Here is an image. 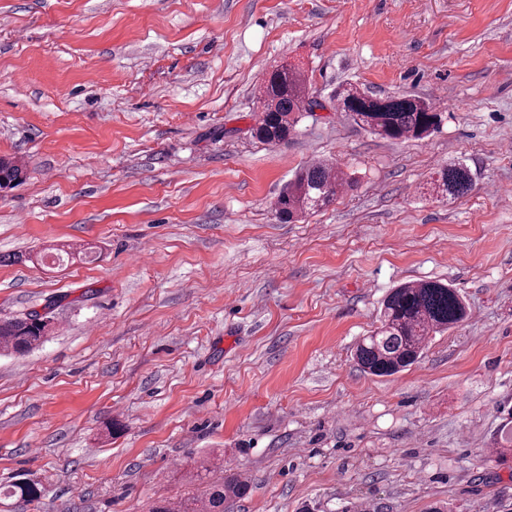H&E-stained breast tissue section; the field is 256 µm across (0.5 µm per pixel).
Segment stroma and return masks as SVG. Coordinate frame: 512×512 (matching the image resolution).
I'll return each instance as SVG.
<instances>
[{
  "label": "stroma",
  "instance_id": "1",
  "mask_svg": "<svg viewBox=\"0 0 512 512\" xmlns=\"http://www.w3.org/2000/svg\"><path fill=\"white\" fill-rule=\"evenodd\" d=\"M285 61L320 106L268 145L255 94ZM349 84L442 124L379 138ZM0 156L27 174L0 192V319L55 326L0 351V484L44 488L0 512H149L205 458L249 483L228 512H512V0H0ZM320 159L351 188L279 222ZM453 163L473 186L437 198ZM422 280L466 319L363 373L381 299ZM51 331L52 320L38 311L21 318L0 320V346L24 355L42 344Z\"/></svg>",
  "mask_w": 512,
  "mask_h": 512
}]
</instances>
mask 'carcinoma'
Here are the masks:
<instances>
[{
  "label": "carcinoma",
  "mask_w": 512,
  "mask_h": 512,
  "mask_svg": "<svg viewBox=\"0 0 512 512\" xmlns=\"http://www.w3.org/2000/svg\"><path fill=\"white\" fill-rule=\"evenodd\" d=\"M341 111L371 133L382 138L420 139L439 128L442 117L433 103L413 95L378 97L350 86L339 92ZM258 119L251 135L276 145L295 132L299 122L320 103L309 96L303 71L286 64L274 69L257 95ZM21 170L0 159V189L19 181ZM349 185L339 165L313 162L300 170L275 203V212L285 221L319 211L332 204ZM472 188V177L464 165H450L439 172L435 190L457 198ZM466 316L460 293L440 281H420L400 285L383 299L380 326L362 337L355 350L361 369L372 376L391 377L413 365L421 357L430 336L444 332ZM52 331L49 316L32 311L21 318L0 320V346L24 355L42 344ZM246 481L237 476L206 485L202 494L187 502L164 501L152 512H226L224 504L243 495ZM6 497L35 501L41 497L38 483L16 482L0 492Z\"/></svg>",
  "instance_id": "1"
}]
</instances>
